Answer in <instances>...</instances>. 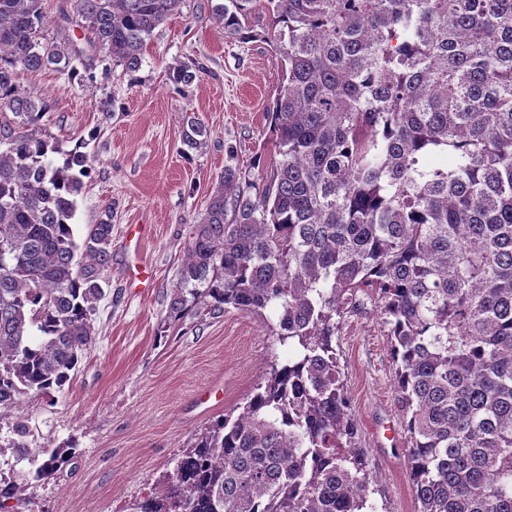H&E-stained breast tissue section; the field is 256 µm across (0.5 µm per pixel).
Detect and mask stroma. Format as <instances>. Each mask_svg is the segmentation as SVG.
I'll list each match as a JSON object with an SVG mask.
<instances>
[{
  "label": "stroma",
  "instance_id": "1",
  "mask_svg": "<svg viewBox=\"0 0 512 512\" xmlns=\"http://www.w3.org/2000/svg\"><path fill=\"white\" fill-rule=\"evenodd\" d=\"M218 2L183 0L155 30L139 70L113 67L96 87L51 70L18 74L22 88L53 102L47 118L61 150L82 145L94 158L77 198L79 232L104 218L112 223L94 349L55 402L22 401L32 447L73 444L77 454L33 484L19 512H131L199 433L288 358L272 335L271 310L215 315L200 302L177 314L172 307L190 232L225 167L258 187L273 156L266 112L281 66L262 37L225 34L213 14ZM191 60L204 73L177 87L169 67ZM190 116L210 137L186 157L180 134ZM338 322L336 354L366 456L369 501L375 512H417L384 317L369 300L341 311Z\"/></svg>",
  "mask_w": 512,
  "mask_h": 512
}]
</instances>
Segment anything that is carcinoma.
Segmentation results:
<instances>
[{
    "instance_id": "obj_1",
    "label": "carcinoma",
    "mask_w": 512,
    "mask_h": 512,
    "mask_svg": "<svg viewBox=\"0 0 512 512\" xmlns=\"http://www.w3.org/2000/svg\"><path fill=\"white\" fill-rule=\"evenodd\" d=\"M183 0H71L87 47L45 37L42 0H0V422L14 462L0 512L76 457L30 448L24 397L49 402L95 345L112 224L78 238L92 160L60 148L19 70L135 71ZM272 12L282 82L275 155L251 195L228 166L193 226L172 306L278 310L294 348L183 450L133 512H368L333 341L336 315L382 302L418 512H512V0H227L224 32ZM84 73H79L75 62ZM204 67L169 69L188 86ZM196 117L181 153L206 145Z\"/></svg>"
}]
</instances>
